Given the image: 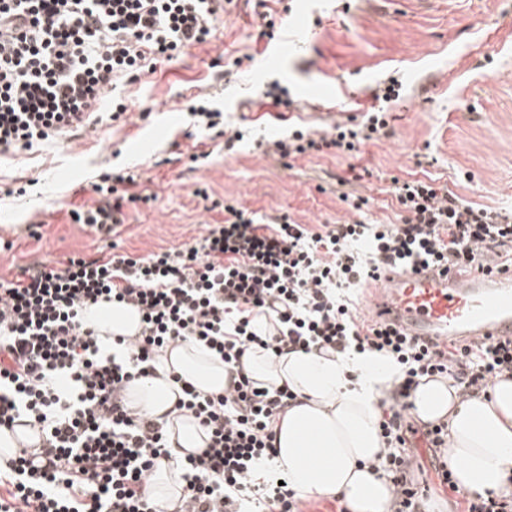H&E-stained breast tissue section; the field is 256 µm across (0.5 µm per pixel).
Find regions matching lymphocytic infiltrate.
<instances>
[{
  "label": "lymphocytic infiltrate",
  "mask_w": 512,
  "mask_h": 512,
  "mask_svg": "<svg viewBox=\"0 0 512 512\" xmlns=\"http://www.w3.org/2000/svg\"><path fill=\"white\" fill-rule=\"evenodd\" d=\"M218 0H0V154L66 135L78 139L105 113L113 79L177 59L212 40ZM402 82L388 78L380 108L365 120L324 131L289 128L257 143L284 160L355 155L393 136L386 110ZM141 174L120 170L94 185L93 204L71 209L74 223L109 237L106 255L68 257L60 269L31 263L0 278V433L30 425L44 436L45 463L13 454L0 512H302V500L273 471L272 425L294 395L264 387L240 370L258 347L279 356L333 350L386 361L395 370L378 426L385 443L371 467L391 483L386 512H429L431 486L417 442L446 446L447 423L417 431L409 398L422 378L451 380L459 396L512 377V338L469 346L424 343L367 324L348 294L385 267L475 265L512 251V215L462 199L433 179L394 185L400 221L360 220L315 231L285 216L246 215L225 206L223 223L178 250L133 257L118 252L126 206L154 201ZM131 306L141 326L131 336H102L83 313L100 302ZM205 347L230 375L224 391L203 394L172 375L176 408L204 432L203 448L176 458L170 422L132 406L135 380L156 376L167 349ZM185 483L174 501L147 487L167 461Z\"/></svg>",
  "instance_id": "1"
}]
</instances>
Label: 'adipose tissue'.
<instances>
[{"mask_svg":"<svg viewBox=\"0 0 512 512\" xmlns=\"http://www.w3.org/2000/svg\"><path fill=\"white\" fill-rule=\"evenodd\" d=\"M86 318L114 335L134 334L139 324L135 310L116 304L90 307ZM161 361L197 391L217 393L228 385L223 363L193 346L166 351ZM242 365L264 386L286 385L295 395L273 427L274 465L290 486L302 496L342 498L348 512H384L390 485L370 464L384 446L378 404L392 379L390 366L316 350L273 359L259 349L247 352ZM178 394L172 382L151 378L127 391L137 407L155 415L173 410ZM410 401L416 419L447 422L448 461L458 488L483 495L512 482V378L465 400L448 379L424 380Z\"/></svg>","mask_w":512,"mask_h":512,"instance_id":"obj_1","label":"adipose tissue"}]
</instances>
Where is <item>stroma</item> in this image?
<instances>
[{
	"label": "stroma",
	"mask_w": 512,
	"mask_h": 512,
	"mask_svg": "<svg viewBox=\"0 0 512 512\" xmlns=\"http://www.w3.org/2000/svg\"><path fill=\"white\" fill-rule=\"evenodd\" d=\"M309 13L295 27L281 0H231L215 40L195 45L177 60L157 65L113 91L128 111L74 142L57 140L0 156V277L14 278L33 260L58 265L105 246L68 209L92 203L93 185L138 166L158 198L125 208L118 242L135 256L179 248L204 225L223 222L224 207L288 216L315 228L360 217L396 222L391 177L429 176L459 197L512 210V0H306ZM279 22L277 40L262 36L260 14ZM285 54L264 63L273 42ZM243 65L229 82L215 84L213 61ZM400 77L405 87L392 115L395 135L362 146L353 163L369 176L353 194L367 198L353 214L338 197L336 176L348 159L306 155L280 163L253 143L287 132L289 125L327 126L334 115L307 104L306 94L326 86L331 95L372 97L378 82ZM288 85L298 101L286 118L257 120L261 94L272 81ZM221 109L227 122L247 128L240 150L225 156L207 131L194 127L191 104ZM208 151L189 171L195 149ZM213 210H206V203ZM38 237L26 227L32 214Z\"/></svg>",
	"instance_id": "obj_1"
}]
</instances>
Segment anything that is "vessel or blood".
Returning <instances> with one entry per match:
<instances>
[{
    "label": "vessel or blood",
    "mask_w": 512,
    "mask_h": 512,
    "mask_svg": "<svg viewBox=\"0 0 512 512\" xmlns=\"http://www.w3.org/2000/svg\"><path fill=\"white\" fill-rule=\"evenodd\" d=\"M373 321L420 338L460 344L512 338V270L387 271L371 300Z\"/></svg>",
    "instance_id": "obj_1"
}]
</instances>
